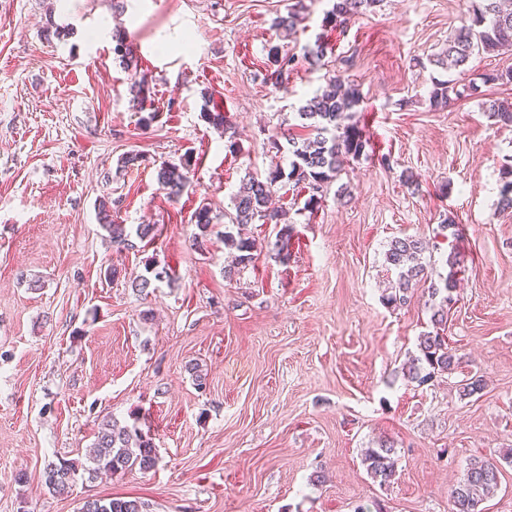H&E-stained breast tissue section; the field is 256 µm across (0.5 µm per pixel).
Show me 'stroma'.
<instances>
[{"instance_id": "1", "label": "stroma", "mask_w": 512, "mask_h": 512, "mask_svg": "<svg viewBox=\"0 0 512 512\" xmlns=\"http://www.w3.org/2000/svg\"><path fill=\"white\" fill-rule=\"evenodd\" d=\"M293 2L127 0L117 13L112 0H0V512H79L116 496L147 512H454L449 491L476 457L503 463L485 512H512V210L498 207L512 125L487 106L512 104V84L428 102L433 79L479 82L512 69V52L473 55L462 72L433 65L471 0H383L337 29L322 24L328 0H305L283 39L272 21ZM51 23L68 36L47 38ZM119 30L148 78L147 125L113 53ZM318 38L333 53L315 65L304 50ZM279 42L296 68L276 87L266 47ZM337 71L362 94L366 156L314 208L289 186L288 262L275 225L250 224L255 259L226 279L232 195L246 175L288 169L297 111ZM206 101L226 127L201 119ZM131 152L141 165L118 171ZM186 154L190 185L168 197L156 170ZM106 195L125 224L156 225L154 241L112 246L95 210ZM204 202L214 222L199 248ZM448 217L458 237H438ZM403 235L465 257L446 326L459 366L432 386L401 373L431 327L423 286L396 309L381 298L395 278L384 252ZM149 258L173 279L141 297L131 282ZM475 373L482 393L461 397L456 381ZM136 413L158 450L152 471L48 492V462L83 461L103 418ZM384 440L397 451L387 488L362 463Z\"/></svg>"}]
</instances>
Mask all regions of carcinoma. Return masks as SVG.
<instances>
[{"instance_id": "carcinoma-1", "label": "carcinoma", "mask_w": 512, "mask_h": 512, "mask_svg": "<svg viewBox=\"0 0 512 512\" xmlns=\"http://www.w3.org/2000/svg\"><path fill=\"white\" fill-rule=\"evenodd\" d=\"M331 7L325 11L323 25L345 27L357 15L369 8L380 5L382 0H330ZM304 0H295L286 16H278L273 26L290 32L298 22ZM115 47L113 53L121 63L130 65L135 57L134 44L127 40L122 32L113 35ZM512 50V10L502 8L501 0H473L472 11L465 24L448 37V47L443 57L436 63L446 65L448 70H457L465 66L470 58L482 52ZM267 60L271 64L270 82L279 85L288 80L295 69V57L279 45L266 48ZM146 76L134 72L130 75V93L139 109H144ZM460 95L451 80L433 81L429 102L433 107L448 104L450 95ZM362 103L360 92L354 88L346 89L343 77L337 73L330 77L325 88L321 89L309 102L299 108L298 117L301 127L310 130L304 138H291L289 145L292 160L289 171L279 169L266 177L250 175L243 180L239 191L233 198V212L224 214L231 224L281 225L278 230L280 249L277 255L288 259L283 252L293 234V226L286 221L287 212L272 210L269 201L283 181L304 183L312 190L305 206L313 204L317 193L323 187L336 180L344 160L357 159L366 152L367 138L357 124L351 122L353 112ZM490 116L498 121L512 125V106L492 102L488 105ZM191 159L176 163H164L157 170L156 179L161 189L170 198L183 194L189 183ZM98 222L110 241L123 247H134L132 238L152 242L156 237L153 224L129 226L118 221L112 215V202L101 198L97 205ZM211 208L207 204L199 206L194 213V224L199 233L195 236L196 245L204 246L208 229L212 224ZM224 244L235 249L236 265H247L254 259L257 250L255 241L235 238L224 233ZM424 242L413 236L392 239L384 253L387 267L397 272V281L382 295V301L389 307H400L409 301V294L424 276L428 275L424 253ZM443 263L447 266L446 275L438 276L431 283L428 305L431 310L432 330L425 331L417 338L416 352L403 367L404 377L419 387L432 385L438 377L452 373L458 361L456 354L448 346V337L444 336L448 314L456 304L454 292L457 288V274L464 266V256L449 253ZM171 280L170 268L159 266L154 260L144 264V274L132 281L131 288L143 295L150 294L154 283ZM459 395L472 397L484 389L481 376L472 375L457 382ZM87 460L92 467L84 469L89 479L98 474L131 472L138 470L146 473L158 462L157 449L151 437V431L142 428L140 417H135L130 425L118 426L110 419L102 421L93 443L86 449ZM362 463L367 473L381 486L394 483L397 475L396 450L387 442L366 450ZM79 473V464L61 459L50 462L43 471L44 484L50 493L64 496L69 493ZM501 464L493 458H474L470 461L464 478L451 488L455 512H483L482 503L498 488ZM80 512H145V503L130 498H91L84 501Z\"/></svg>"}]
</instances>
